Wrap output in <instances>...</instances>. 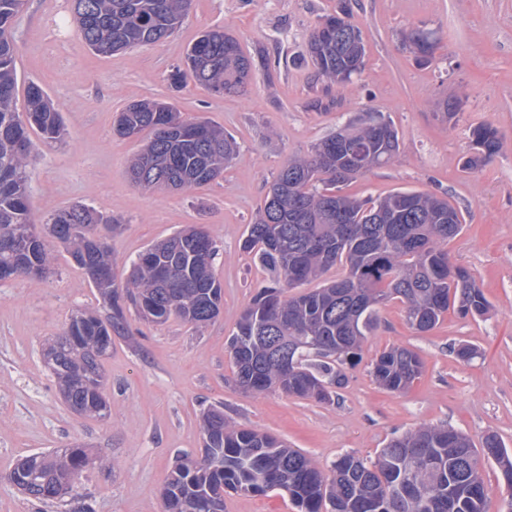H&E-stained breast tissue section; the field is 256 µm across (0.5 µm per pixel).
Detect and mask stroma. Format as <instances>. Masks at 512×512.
Returning <instances> with one entry per match:
<instances>
[{
  "mask_svg": "<svg viewBox=\"0 0 512 512\" xmlns=\"http://www.w3.org/2000/svg\"><path fill=\"white\" fill-rule=\"evenodd\" d=\"M341 1L193 0L164 42L102 57L79 35L71 0H26L12 25L16 106L24 108L26 86L37 82L66 127L60 142L30 134L37 218L75 203L112 217L118 228L107 242L121 270L148 245L203 226L219 250L224 296L218 317L202 326L130 317L131 335L113 337L104 361L111 416L98 421L67 408L43 358L72 311L101 308L87 275L58 245L51 275L0 282V512H73L81 500L95 512H163L161 489L178 459L200 456L201 415L212 405L237 427L283 440L324 469L348 453L373 459L392 437L422 425L453 427L477 445L493 434L512 451V0H345L365 43L364 72L351 90L318 80L307 57L311 31ZM420 25L437 37L426 64L401 44L402 32ZM217 27L246 53L263 55L268 71H256L242 95L191 83L173 91L170 71L202 31ZM454 97L461 107L448 120L435 104ZM143 99L173 102L186 119L232 134L238 153L223 178L195 189L137 188L128 165L142 143L116 136L113 123ZM378 116L397 129L400 152L350 192L447 197L465 218L448 254L475 273L489 312L474 319L452 309L419 332L394 300L359 359L345 364L346 382L332 402L242 391L227 342L264 278L241 249L245 229L288 158L308 155L338 126ZM486 121L499 129L503 147L463 172L470 130ZM465 345L477 350L468 361L457 355ZM393 346L413 350L424 364L404 393L383 389L370 374L373 360ZM72 446L86 448L91 462L64 498L34 501L10 482L19 457ZM224 512L298 510L281 491L230 492Z\"/></svg>",
  "mask_w": 512,
  "mask_h": 512,
  "instance_id": "35a3bbf8",
  "label": "stroma"
}]
</instances>
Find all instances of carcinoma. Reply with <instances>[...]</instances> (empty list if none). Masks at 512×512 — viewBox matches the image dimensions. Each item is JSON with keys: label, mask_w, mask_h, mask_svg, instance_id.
I'll return each mask as SVG.
<instances>
[{"label": "carcinoma", "mask_w": 512, "mask_h": 512, "mask_svg": "<svg viewBox=\"0 0 512 512\" xmlns=\"http://www.w3.org/2000/svg\"><path fill=\"white\" fill-rule=\"evenodd\" d=\"M25 0H0V282L40 279L54 256L47 238L66 247L106 303V312L71 315L54 342L48 367L66 405L80 403L110 414L103 360L112 337L129 333L126 315L133 308L142 319L164 323L176 317L206 324L220 313L223 288L215 274V242L202 228L183 229L152 244L117 272L112 250L102 238L90 240L84 228L112 224L94 209L72 204L51 213L47 236L31 231L37 223L30 202L27 167L32 143L29 129L61 140L66 128L45 91L31 82L26 114L14 105L18 47L9 35ZM192 0H74L79 32L100 56L155 44L168 38ZM341 26L333 37L326 22ZM415 59H432L434 32L417 27L403 34ZM317 76L343 87L361 77L365 47L361 30L344 7L320 19L308 40ZM263 63L246 55L226 31L203 32L188 49L184 66L169 74L172 87L188 82L214 94H244L253 72ZM121 138L147 135L130 162L134 183L144 189L193 188L224 177L236 154V142L224 129L188 121L172 103L141 100L117 116ZM473 153L462 168L474 170L502 148V136L489 122L470 131ZM400 149L396 128L387 121L349 123L321 140L311 154L286 161L272 183L264 207L248 225L242 249L266 273V282L243 311L228 340L235 383L246 391L280 390L321 403L332 402L342 386V366L360 355L362 343L380 324V312L394 299L406 322L419 331L436 327L454 308L464 316L483 317L490 304L475 274L453 262L443 244L456 237L462 213L433 193L396 191L360 198L345 192L357 172L342 179L366 157L372 168L392 162ZM342 268L334 280L332 268ZM309 292L288 294L312 281ZM423 362L412 350L392 347L372 363L371 374L388 391L402 393L419 378ZM201 457L171 471L161 497L164 512H224V493L288 494L299 512H486L489 490L480 458L492 459L512 486V455L494 435L482 448L451 427L422 426L391 438L373 461L340 456L330 471L298 450L255 430L236 428L224 412L202 414ZM427 460L420 475L425 497L407 489L408 468ZM88 464L83 448H57L21 457L10 481L26 496L52 501L62 496Z\"/></svg>", "instance_id": "cac0c4a2"}]
</instances>
